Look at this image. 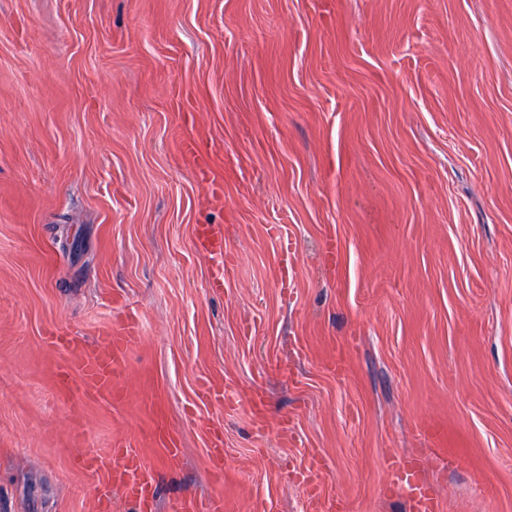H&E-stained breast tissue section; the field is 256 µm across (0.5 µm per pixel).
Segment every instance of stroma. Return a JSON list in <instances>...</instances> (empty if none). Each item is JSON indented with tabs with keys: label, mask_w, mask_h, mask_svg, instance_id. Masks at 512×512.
Masks as SVG:
<instances>
[{
	"label": "stroma",
	"mask_w": 512,
	"mask_h": 512,
	"mask_svg": "<svg viewBox=\"0 0 512 512\" xmlns=\"http://www.w3.org/2000/svg\"><path fill=\"white\" fill-rule=\"evenodd\" d=\"M129 316L126 403L59 396L48 333ZM119 442L157 512H311L313 457L336 512H410L391 455L512 512V0H0V512H90ZM196 246L201 252L221 260V266L213 271L208 288L213 293L224 291V229L220 224H199L196 228ZM207 461L216 471L222 472L224 464V433L220 426H213L207 436ZM145 442L148 446H158L162 448L164 454L170 461H176L179 456V448H177L176 439L169 433L162 432L158 429H151L145 436ZM114 456L122 459L120 466L112 470L108 458L95 451H85L78 456V465L85 471L100 474L98 484L111 481L124 484L129 498L137 505L138 512H152L156 499L154 478L144 465V456L134 450L117 444L113 450ZM169 509L172 512H204L213 510H222L214 507L213 502L205 501L194 495H185L171 502Z\"/></svg>",
	"instance_id": "stroma-1"
}]
</instances>
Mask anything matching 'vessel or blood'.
Instances as JSON below:
<instances>
[{
	"mask_svg": "<svg viewBox=\"0 0 512 512\" xmlns=\"http://www.w3.org/2000/svg\"><path fill=\"white\" fill-rule=\"evenodd\" d=\"M196 246L201 252L214 258L224 256V229L219 224H201L196 228ZM140 341L136 322L126 318L113 322L101 334V341L90 344L70 331L58 329L47 338L50 346L66 354L63 369L57 377L59 394L80 400L116 402L125 397L121 384L126 357ZM148 446L162 448L169 460H177L179 450L173 436L157 429L145 436ZM113 455L122 460L120 466L110 467L108 458L94 451L78 456L79 466L100 475L102 483L124 484L129 498L137 506V512H153L156 499L154 478L144 465L141 453L116 445ZM207 461L215 470L224 464V433L221 427L209 429L207 436Z\"/></svg>",
	"mask_w": 512,
	"mask_h": 512,
	"instance_id": "b4317fda",
	"label": "vessel or blood"
}]
</instances>
